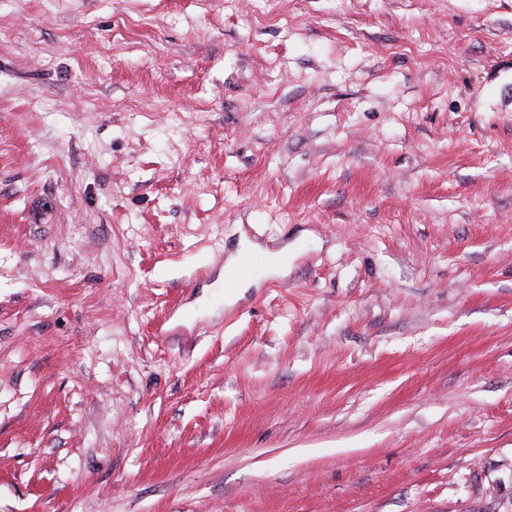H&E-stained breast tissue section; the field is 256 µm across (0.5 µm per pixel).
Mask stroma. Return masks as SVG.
Instances as JSON below:
<instances>
[{
    "mask_svg": "<svg viewBox=\"0 0 512 512\" xmlns=\"http://www.w3.org/2000/svg\"><path fill=\"white\" fill-rule=\"evenodd\" d=\"M0 512H512V0H0ZM248 254L250 256H254L256 254V250L254 247L247 241H242L240 248L236 251V253L232 254L226 263H224V276H228L233 273L235 268L237 267L242 255ZM250 273V261L249 258L244 256L241 259L239 267L235 270L234 280H240L241 277H245Z\"/></svg>",
    "mask_w": 512,
    "mask_h": 512,
    "instance_id": "35a3bbf8",
    "label": "stroma"
}]
</instances>
